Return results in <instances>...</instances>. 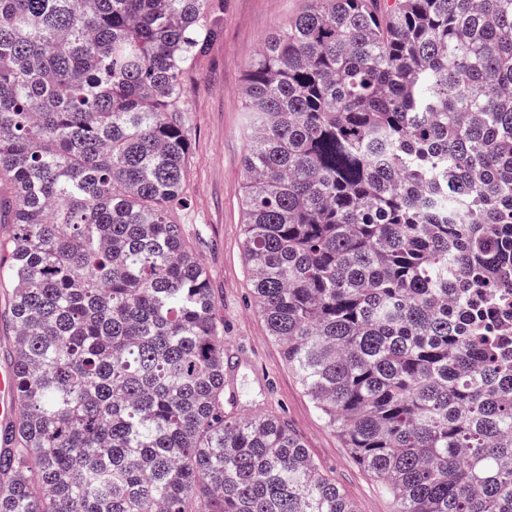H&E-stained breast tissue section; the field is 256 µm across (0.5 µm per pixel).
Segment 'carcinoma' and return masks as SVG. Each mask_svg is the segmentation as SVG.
Here are the masks:
<instances>
[{"label":"carcinoma","mask_w":512,"mask_h":512,"mask_svg":"<svg viewBox=\"0 0 512 512\" xmlns=\"http://www.w3.org/2000/svg\"><path fill=\"white\" fill-rule=\"evenodd\" d=\"M210 0H0V512H355L272 413L174 214ZM251 113L252 298L394 512H512V0H312ZM18 418L14 368L2 365L0 366V429H12Z\"/></svg>","instance_id":"carcinoma-1"}]
</instances>
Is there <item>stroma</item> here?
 <instances>
[{
    "label": "stroma",
    "instance_id": "stroma-1",
    "mask_svg": "<svg viewBox=\"0 0 512 512\" xmlns=\"http://www.w3.org/2000/svg\"><path fill=\"white\" fill-rule=\"evenodd\" d=\"M310 0H210L213 30L205 52L183 76L184 117L190 152L186 190L191 209L177 213L187 240L209 272V286L224 320V347L250 365L224 376L237 395L235 411H271L282 417L311 456L331 475L356 512H394L391 497L329 427L267 334L252 300L243 251L249 116L241 88L262 45Z\"/></svg>",
    "mask_w": 512,
    "mask_h": 512
}]
</instances>
